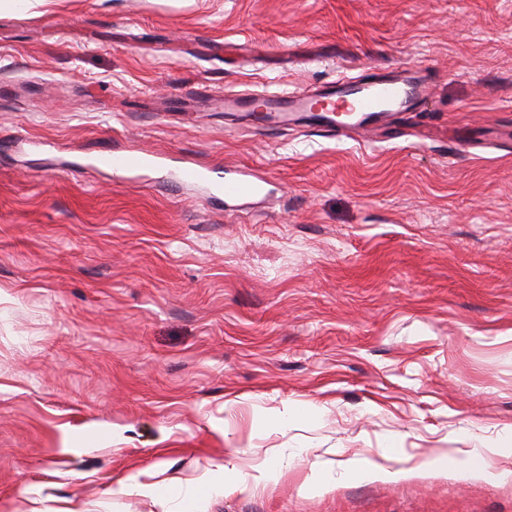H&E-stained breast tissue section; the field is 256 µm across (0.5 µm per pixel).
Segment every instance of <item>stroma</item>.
<instances>
[{"instance_id":"1","label":"stroma","mask_w":512,"mask_h":512,"mask_svg":"<svg viewBox=\"0 0 512 512\" xmlns=\"http://www.w3.org/2000/svg\"><path fill=\"white\" fill-rule=\"evenodd\" d=\"M405 64L428 95L382 140L219 102ZM506 126L512 0H0V512L173 487L187 512H512V480L417 470L486 444L512 471ZM105 145L270 196L119 180ZM349 458L412 475L309 488ZM213 172L214 170H211L206 173L194 164H187L178 171L177 178L192 184H209L218 193H223L224 199L229 200H248L264 193V181L246 167L235 171H224L221 180H214Z\"/></svg>"}]
</instances>
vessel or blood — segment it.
<instances>
[{
	"label": "vessel or blood",
	"mask_w": 512,
	"mask_h": 512,
	"mask_svg": "<svg viewBox=\"0 0 512 512\" xmlns=\"http://www.w3.org/2000/svg\"><path fill=\"white\" fill-rule=\"evenodd\" d=\"M426 93L418 69L405 66L377 78L364 81L337 80L333 86L316 95L295 92L285 96L235 94L224 98L228 112H252L263 108L267 121L292 120L305 113H317L325 133L334 132L337 115H344L346 127L366 133L377 132L397 112L410 109ZM102 165L111 169L116 178L124 179L134 172L159 167L161 156L137 155L123 150L105 149L99 157ZM180 181L209 184L229 200H248L261 196L264 182L252 170L240 168L225 172L221 179L193 165L183 166L177 173Z\"/></svg>",
	"instance_id": "vessel-or-blood-1"
}]
</instances>
